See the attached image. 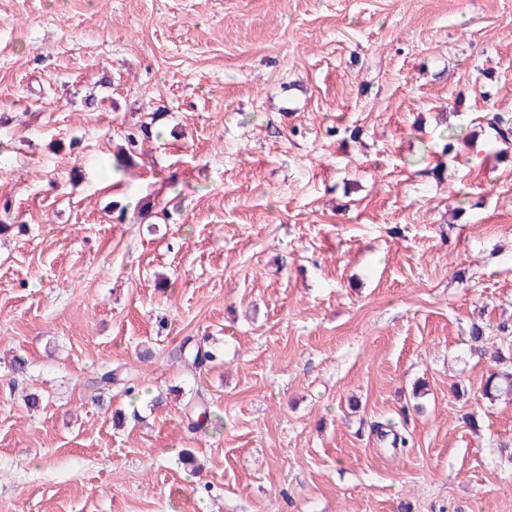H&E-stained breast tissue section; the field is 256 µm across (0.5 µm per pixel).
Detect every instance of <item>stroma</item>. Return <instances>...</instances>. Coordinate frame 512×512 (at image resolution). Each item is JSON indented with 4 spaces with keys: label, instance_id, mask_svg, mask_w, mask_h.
Wrapping results in <instances>:
<instances>
[{
    "label": "stroma",
    "instance_id": "1",
    "mask_svg": "<svg viewBox=\"0 0 512 512\" xmlns=\"http://www.w3.org/2000/svg\"><path fill=\"white\" fill-rule=\"evenodd\" d=\"M492 114L512 0H0V512H512Z\"/></svg>",
    "mask_w": 512,
    "mask_h": 512
}]
</instances>
